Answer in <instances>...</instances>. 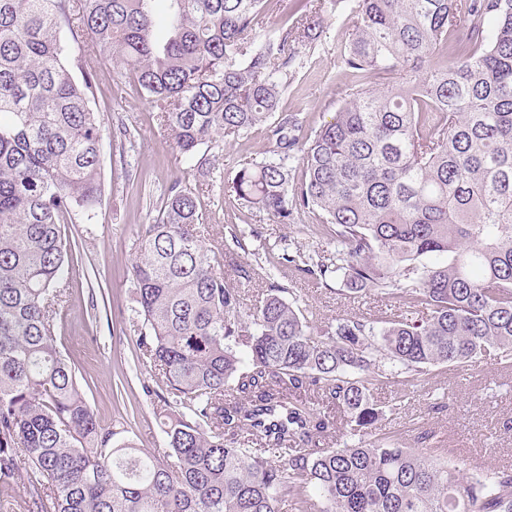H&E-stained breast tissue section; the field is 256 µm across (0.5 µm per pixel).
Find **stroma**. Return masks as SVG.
I'll return each instance as SVG.
<instances>
[{
    "label": "stroma",
    "mask_w": 512,
    "mask_h": 512,
    "mask_svg": "<svg viewBox=\"0 0 512 512\" xmlns=\"http://www.w3.org/2000/svg\"><path fill=\"white\" fill-rule=\"evenodd\" d=\"M320 35L302 46L290 73L281 107L296 113L303 132L332 122L349 88L336 55V43L351 26L343 0H326ZM83 68L96 83L93 107L104 128L102 141L105 193L94 223L64 225L73 260L68 269L70 295L57 329V344L75 367L88 402L112 430L114 443L130 440L142 451L162 455L159 412L164 388L139 346L144 327L137 313L130 268L138 239L158 215L174 182L200 186L203 222L212 239L224 244L233 262L224 271L243 303L253 308L271 282L289 289L287 298L324 321L343 315L379 317L386 301L367 292L350 297L341 281L322 280L294 269L285 254L301 253L315 264L334 251L329 238L303 214L287 224L265 213L238 208L224 197L222 186L210 189L173 145L134 82L121 77L112 61L88 55ZM130 129L127 137L119 128ZM266 147L262 130L225 143L217 140L204 153L223 183L231 181L242 163L261 159ZM250 268L238 277L236 265ZM428 395L397 397L396 384L383 386L375 398L384 411L377 433H389L408 448L417 447L419 431L436 435L452 449L453 461L475 471L476 460L491 467L512 466V370L485 360L472 367L432 368ZM446 397L449 407L431 408Z\"/></svg>",
    "instance_id": "35a3bbf8"
}]
</instances>
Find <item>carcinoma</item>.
<instances>
[{"label": "carcinoma", "instance_id": "1", "mask_svg": "<svg viewBox=\"0 0 512 512\" xmlns=\"http://www.w3.org/2000/svg\"><path fill=\"white\" fill-rule=\"evenodd\" d=\"M156 2L0 0V492L21 455L36 512H512L511 468L466 478L364 438L384 384L416 393L430 368L486 357L512 367V0H355L337 48L350 92L303 139L280 95L322 0L258 46L266 0H165L161 18ZM94 51L200 170L201 146L266 126L233 200L282 224L312 214L336 249L307 272L390 307L318 324L273 282L245 310L198 190L175 182L131 267L140 346L172 395L164 463L110 444L57 345L62 225L91 223L102 197ZM343 430L358 443L336 447Z\"/></svg>", "mask_w": 512, "mask_h": 512}]
</instances>
